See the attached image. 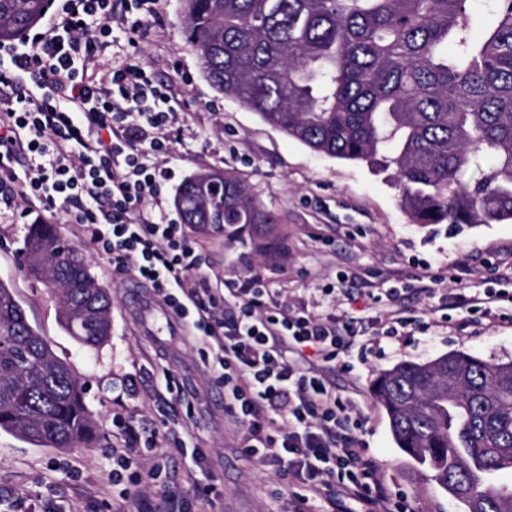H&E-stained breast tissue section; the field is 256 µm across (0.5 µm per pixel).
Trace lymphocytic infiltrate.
Segmentation results:
<instances>
[{"label":"lymphocytic infiltrate","mask_w":512,"mask_h":512,"mask_svg":"<svg viewBox=\"0 0 512 512\" xmlns=\"http://www.w3.org/2000/svg\"><path fill=\"white\" fill-rule=\"evenodd\" d=\"M159 0H63L46 24L0 42V188L21 217L75 207L74 221L113 271L134 270L181 326L208 345L224 383V410L246 429L241 455L301 483L309 495L340 488L365 512H407L376 478L350 431L347 405L324 369L289 361L310 351L336 362L356 319L289 307L254 275L214 287L198 243L162 207L174 100L139 59ZM127 36L122 63L101 66L114 26ZM33 93L18 92L21 80ZM31 157L16 171L19 156Z\"/></svg>","instance_id":"lymphocytic-infiltrate-1"}]
</instances>
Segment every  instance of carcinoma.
I'll list each match as a JSON object with an SVG mask.
<instances>
[{
  "label": "carcinoma",
  "instance_id": "obj_1",
  "mask_svg": "<svg viewBox=\"0 0 512 512\" xmlns=\"http://www.w3.org/2000/svg\"><path fill=\"white\" fill-rule=\"evenodd\" d=\"M48 0H0V41L43 18ZM469 0H181L201 72L309 150L387 171L415 224L512 222V0H489L483 32ZM477 175L475 181L467 179ZM184 224L239 237L278 216L229 170L178 188ZM53 225L24 239L27 272L61 295L62 329L94 349L112 288ZM394 442L464 505L512 512V362L462 352L405 361L374 384ZM83 385L0 282V430L38 447L93 438Z\"/></svg>",
  "mask_w": 512,
  "mask_h": 512
}]
</instances>
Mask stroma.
Here are the masks:
<instances>
[{"instance_id":"stroma-1","label":"stroma","mask_w":512,"mask_h":512,"mask_svg":"<svg viewBox=\"0 0 512 512\" xmlns=\"http://www.w3.org/2000/svg\"><path fill=\"white\" fill-rule=\"evenodd\" d=\"M180 7V0H161L140 53L179 107L162 161L169 189L177 191L197 172L229 169L280 219L272 251L262 239L187 228L202 245L204 272L214 281L260 273L290 306L369 320L344 356L347 369L328 374L349 406L351 429L376 461L378 480L404 497L409 512H464L431 472L397 448L372 384L400 362L424 363L453 351L491 364L512 362V303H500L490 321L446 303L448 295L486 288L512 295V223H412L386 174L314 154L216 91L182 33ZM49 221L112 289L108 340L90 350L61 328L58 296L25 269L21 246L30 227L13 223L7 208L0 210V281L80 378L96 438L44 448L0 431V512H151L164 492L172 512H288L292 491L278 473L242 459L243 431L224 412V385L208 372L203 345L167 321L144 284L137 293L153 309L141 313L127 291L134 273L114 272L72 224L70 211ZM425 263L432 274L423 279ZM435 274L441 283L432 282ZM394 286L402 290L395 303L386 296ZM393 309L408 321L407 335L385 336L379 319ZM130 429L156 437L171 455L155 479L125 499L112 470Z\"/></svg>"}]
</instances>
